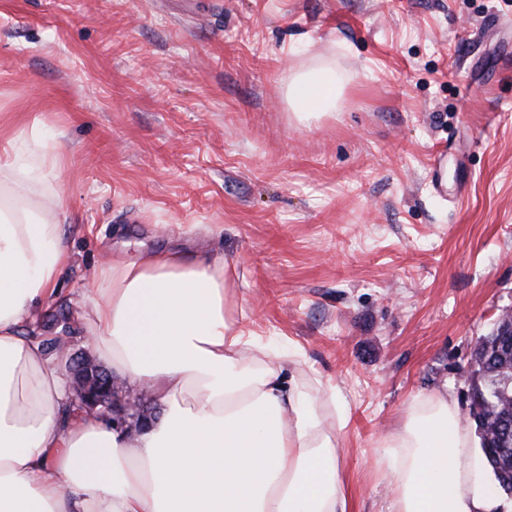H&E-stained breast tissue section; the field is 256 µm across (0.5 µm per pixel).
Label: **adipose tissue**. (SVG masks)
<instances>
[{
	"label": "adipose tissue",
	"instance_id": "adipose-tissue-1",
	"mask_svg": "<svg viewBox=\"0 0 512 512\" xmlns=\"http://www.w3.org/2000/svg\"><path fill=\"white\" fill-rule=\"evenodd\" d=\"M340 90L320 69L292 79L288 101L332 112ZM63 162L44 149L33 166L16 139L0 143V512H351L336 459L348 412L329 421L318 401L339 390L312 391L243 327L227 263L168 250L101 265L85 331L166 412L133 437L63 416L66 381L26 331L71 262L60 190L46 214L29 198ZM382 445L386 512H498L447 393L416 398Z\"/></svg>",
	"mask_w": 512,
	"mask_h": 512
}]
</instances>
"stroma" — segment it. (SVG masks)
I'll use <instances>...</instances> for the list:
<instances>
[{"label": "stroma", "instance_id": "35a3bbf8", "mask_svg": "<svg viewBox=\"0 0 512 512\" xmlns=\"http://www.w3.org/2000/svg\"><path fill=\"white\" fill-rule=\"evenodd\" d=\"M332 66L335 112L293 75ZM60 150L72 263L44 304L73 351L102 259L233 266L247 327L336 384L353 512L380 438L448 392L512 308V0H0V138ZM341 86L336 73L320 69L296 76L288 85V101L297 116L335 112Z\"/></svg>", "mask_w": 512, "mask_h": 512}]
</instances>
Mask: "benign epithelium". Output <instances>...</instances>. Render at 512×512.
<instances>
[{
    "mask_svg": "<svg viewBox=\"0 0 512 512\" xmlns=\"http://www.w3.org/2000/svg\"><path fill=\"white\" fill-rule=\"evenodd\" d=\"M495 335L499 336V346L512 350V309L497 319ZM67 379L71 400L78 411L127 431L134 426L146 427L151 421V415L139 407L135 389L117 383L88 358L71 354Z\"/></svg>",
    "mask_w": 512,
    "mask_h": 512,
    "instance_id": "7a95c632",
    "label": "benign epithelium"
}]
</instances>
